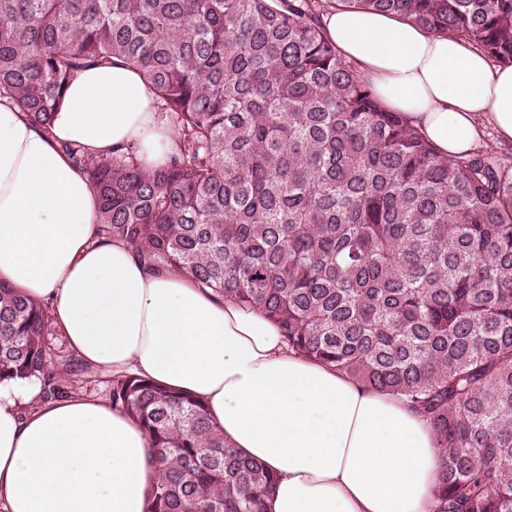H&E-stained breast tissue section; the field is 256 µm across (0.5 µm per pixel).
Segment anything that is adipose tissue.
<instances>
[{
    "mask_svg": "<svg viewBox=\"0 0 512 512\" xmlns=\"http://www.w3.org/2000/svg\"><path fill=\"white\" fill-rule=\"evenodd\" d=\"M323 24L441 155L477 151L489 129L512 145V66L394 15L338 6ZM62 142L95 157L132 145L159 166L175 134L118 60L71 82L48 134L0 99V282L46 305L74 356L203 402L225 439L275 474L267 512H433L441 461L424 417L288 349L262 311L98 236V196ZM39 394L0 384V512H144L158 473L137 419Z\"/></svg>",
    "mask_w": 512,
    "mask_h": 512,
    "instance_id": "obj_1",
    "label": "adipose tissue"
}]
</instances>
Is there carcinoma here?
<instances>
[{
	"label": "carcinoma",
	"mask_w": 512,
	"mask_h": 512,
	"mask_svg": "<svg viewBox=\"0 0 512 512\" xmlns=\"http://www.w3.org/2000/svg\"><path fill=\"white\" fill-rule=\"evenodd\" d=\"M402 16L512 65V0H333ZM316 0H0V97L51 130L69 82L118 59L175 132L167 162L129 146L87 172L99 231L151 267L278 325L288 348L425 417L435 512H512V163L448 160L326 36ZM47 309L0 285V383L67 398L90 366L51 356ZM159 472L145 512H265L276 478L205 406L112 380Z\"/></svg>",
	"instance_id": "carcinoma-1"
}]
</instances>
